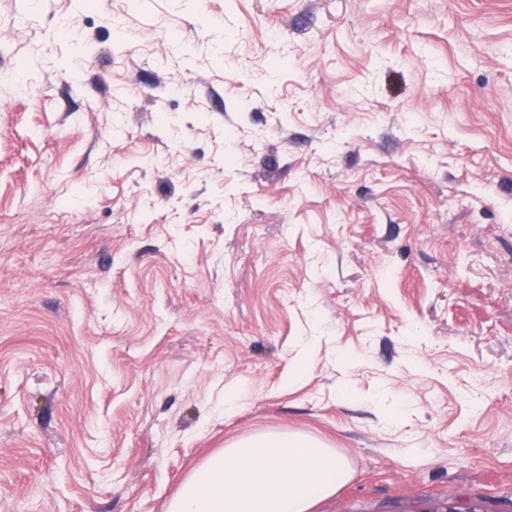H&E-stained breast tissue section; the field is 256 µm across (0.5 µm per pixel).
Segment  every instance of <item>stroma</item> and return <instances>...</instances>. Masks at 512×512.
<instances>
[{
    "instance_id": "35a3bbf8",
    "label": "stroma",
    "mask_w": 512,
    "mask_h": 512,
    "mask_svg": "<svg viewBox=\"0 0 512 512\" xmlns=\"http://www.w3.org/2000/svg\"><path fill=\"white\" fill-rule=\"evenodd\" d=\"M266 431L512 512V0H0V512Z\"/></svg>"
}]
</instances>
